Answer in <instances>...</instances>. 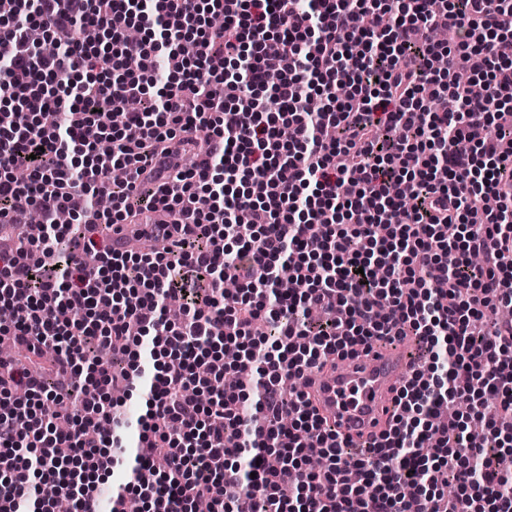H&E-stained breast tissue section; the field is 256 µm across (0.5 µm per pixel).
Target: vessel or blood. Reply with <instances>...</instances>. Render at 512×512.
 <instances>
[{
  "mask_svg": "<svg viewBox=\"0 0 512 512\" xmlns=\"http://www.w3.org/2000/svg\"><path fill=\"white\" fill-rule=\"evenodd\" d=\"M412 369L401 348L376 345L311 375L303 389L339 438L366 441L392 421L395 397Z\"/></svg>",
  "mask_w": 512,
  "mask_h": 512,
  "instance_id": "1",
  "label": "vessel or blood"
}]
</instances>
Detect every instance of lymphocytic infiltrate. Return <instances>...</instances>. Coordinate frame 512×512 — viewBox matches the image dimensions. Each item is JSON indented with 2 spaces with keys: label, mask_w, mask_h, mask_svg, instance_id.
Masks as SVG:
<instances>
[{
  "label": "lymphocytic infiltrate",
  "mask_w": 512,
  "mask_h": 512,
  "mask_svg": "<svg viewBox=\"0 0 512 512\" xmlns=\"http://www.w3.org/2000/svg\"><path fill=\"white\" fill-rule=\"evenodd\" d=\"M462 68L483 97L460 89ZM426 87L458 108L430 110ZM509 145L512 0H0V335L26 359L0 356L7 512H53L38 495L44 480L67 493L63 450L125 472L112 512L132 497L238 512L244 493L255 512H512V426L498 422L512 415L498 358L512 328L491 320L512 307ZM36 208L41 224L10 245ZM158 210L172 217L156 227L163 251L96 233ZM286 266L296 285L281 290ZM259 319L273 337L253 335ZM409 335L426 355L365 449L282 390L330 355ZM92 343L112 360L89 370ZM228 344L233 383L214 362ZM117 387L147 393L132 442ZM311 442L323 469L307 465Z\"/></svg>",
  "instance_id": "lymphocytic-infiltrate-1"
}]
</instances>
